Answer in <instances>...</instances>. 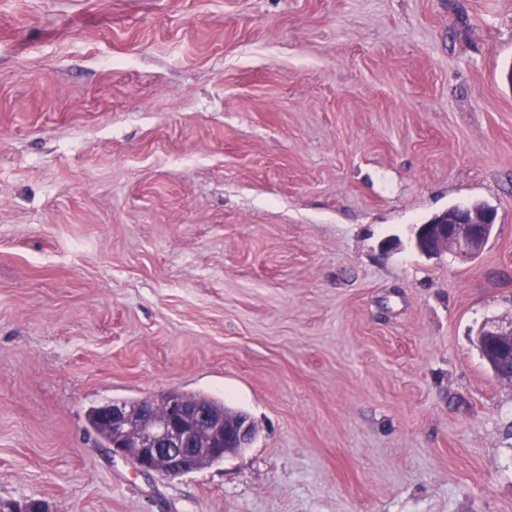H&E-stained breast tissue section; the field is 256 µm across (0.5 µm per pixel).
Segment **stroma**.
<instances>
[{"instance_id":"1","label":"stroma","mask_w":512,"mask_h":512,"mask_svg":"<svg viewBox=\"0 0 512 512\" xmlns=\"http://www.w3.org/2000/svg\"><path fill=\"white\" fill-rule=\"evenodd\" d=\"M511 69L512 0H0V498L512 512ZM169 390L255 440L145 476L86 422ZM478 208L447 209L420 224L415 232L419 252L437 255L449 250L463 261L477 258L490 238L496 220L493 210L484 208L480 212ZM479 335L484 339L482 352L495 368L497 376L512 381V321L506 326L486 323ZM483 357L487 361L484 355Z\"/></svg>"}]
</instances>
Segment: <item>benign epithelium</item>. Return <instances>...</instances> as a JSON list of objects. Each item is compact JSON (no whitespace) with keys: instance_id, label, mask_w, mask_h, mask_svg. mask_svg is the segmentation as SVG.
Segmentation results:
<instances>
[{"instance_id":"7a95c632","label":"benign epithelium","mask_w":512,"mask_h":512,"mask_svg":"<svg viewBox=\"0 0 512 512\" xmlns=\"http://www.w3.org/2000/svg\"><path fill=\"white\" fill-rule=\"evenodd\" d=\"M495 220L490 209H447L418 226L415 244L426 255L449 250L461 260L471 261L485 247ZM479 335L484 339L482 352L497 376L512 381V321L505 326L487 323ZM106 415L112 426V454L144 475L193 473L233 449L248 447L253 439L251 422L226 416L224 424H216L203 409L187 404L176 392L169 393L167 413L161 421L137 418L120 405L107 408ZM0 512H50V508L42 499L22 504L0 500Z\"/></svg>"}]
</instances>
